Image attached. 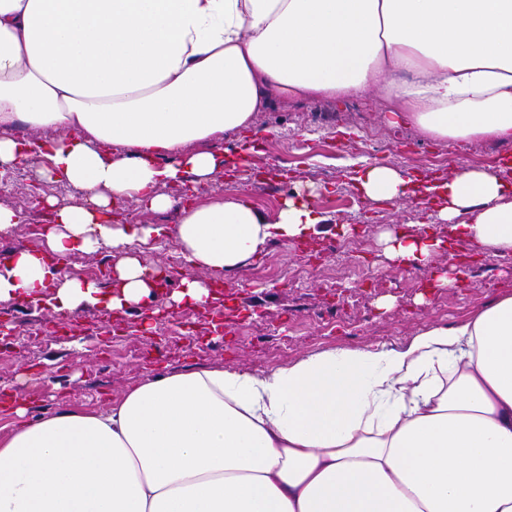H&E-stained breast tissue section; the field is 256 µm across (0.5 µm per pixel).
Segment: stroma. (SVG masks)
<instances>
[{
	"mask_svg": "<svg viewBox=\"0 0 512 512\" xmlns=\"http://www.w3.org/2000/svg\"><path fill=\"white\" fill-rule=\"evenodd\" d=\"M382 96L345 100L278 102L255 113L252 125L224 137L228 152L250 140L247 169L234 182L223 174L198 184L193 194L206 203L247 195L276 215L296 186L317 190L313 205L330 220L314 237L316 252L303 242L268 241L245 265L224 274L223 330L211 332L212 311L170 307L169 294L185 276L206 278L186 262L168 263L170 240L144 250V265L168 264L165 291L146 306L120 314L96 307L78 313L76 334H58L59 317L46 306L0 302V318L12 335H0V437L14 428L16 408L29 417L61 405L99 410L157 373L224 368L265 373L326 348L394 346L429 324H452L497 296L512 292V254L483 258L460 239L446 252L414 266L392 261L386 233L448 232L434 225L423 201L379 204L363 198L353 181L362 164L381 162L408 176L445 179L459 166L496 164L505 148L493 141L448 144L409 127L388 126ZM20 165L0 188V204L22 211L25 221L0 237V249L44 248L49 213L43 200L68 198L67 187ZM460 270L451 287L435 284L440 270Z\"/></svg>",
	"mask_w": 512,
	"mask_h": 512,
	"instance_id": "obj_1",
	"label": "stroma"
}]
</instances>
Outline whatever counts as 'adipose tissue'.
<instances>
[{
    "label": "adipose tissue",
    "instance_id": "obj_1",
    "mask_svg": "<svg viewBox=\"0 0 512 512\" xmlns=\"http://www.w3.org/2000/svg\"><path fill=\"white\" fill-rule=\"evenodd\" d=\"M380 91L389 124L451 143L512 142V0H0V168L42 162L76 199L48 198L46 250L0 261V300L58 315L144 303L155 268L132 243L175 237L179 305L214 301L212 275L269 240L319 234L296 192L276 219L248 196L181 209L178 224H121L133 199L201 183L235 160L222 142L276 102ZM498 166L426 185L435 217L490 257L512 253V184ZM361 194L393 204L412 178L375 163ZM440 240L391 235L427 262ZM109 248L115 284L62 258ZM0 438V512H512V294L386 347H332L265 374L160 373L105 411L66 406Z\"/></svg>",
    "mask_w": 512,
    "mask_h": 512
}]
</instances>
